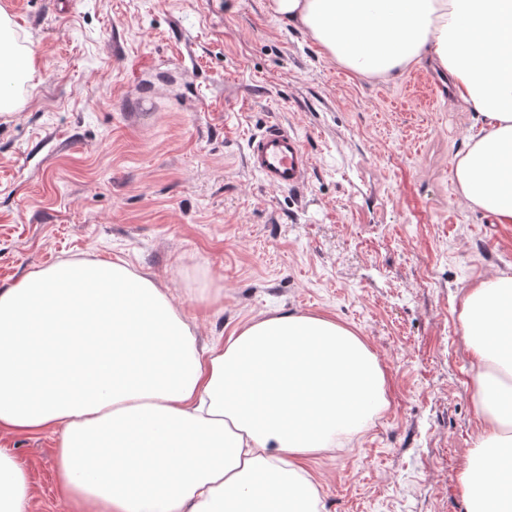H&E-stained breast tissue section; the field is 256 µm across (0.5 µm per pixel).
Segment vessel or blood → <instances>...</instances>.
<instances>
[{"mask_svg":"<svg viewBox=\"0 0 512 512\" xmlns=\"http://www.w3.org/2000/svg\"><path fill=\"white\" fill-rule=\"evenodd\" d=\"M250 168L269 186L300 190L308 180L310 162L298 134L280 124H271L247 142Z\"/></svg>","mask_w":512,"mask_h":512,"instance_id":"vessel-or-blood-1","label":"vessel or blood"}]
</instances>
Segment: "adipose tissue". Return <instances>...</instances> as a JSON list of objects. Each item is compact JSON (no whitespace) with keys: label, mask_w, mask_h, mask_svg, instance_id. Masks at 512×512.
<instances>
[{"label":"adipose tissue","mask_w":512,"mask_h":512,"mask_svg":"<svg viewBox=\"0 0 512 512\" xmlns=\"http://www.w3.org/2000/svg\"><path fill=\"white\" fill-rule=\"evenodd\" d=\"M361 75L429 61L481 120L458 155L465 200L512 224V0H268ZM36 49L0 8V83ZM483 427L461 477L469 512H512V276L464 293ZM389 404L369 345L322 314L278 312L199 349L182 310L128 262L61 261L0 288V432L59 435L76 512H321L309 457ZM28 471L0 448V512H31Z\"/></svg>","instance_id":"1"}]
</instances>
